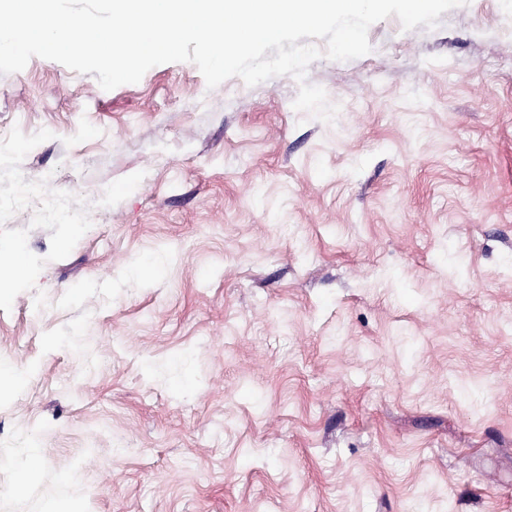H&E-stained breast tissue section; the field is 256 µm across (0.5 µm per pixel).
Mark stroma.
Listing matches in <instances>:
<instances>
[{
  "instance_id": "stroma-1",
  "label": "stroma",
  "mask_w": 512,
  "mask_h": 512,
  "mask_svg": "<svg viewBox=\"0 0 512 512\" xmlns=\"http://www.w3.org/2000/svg\"><path fill=\"white\" fill-rule=\"evenodd\" d=\"M368 38L0 75V512H512V0Z\"/></svg>"
}]
</instances>
